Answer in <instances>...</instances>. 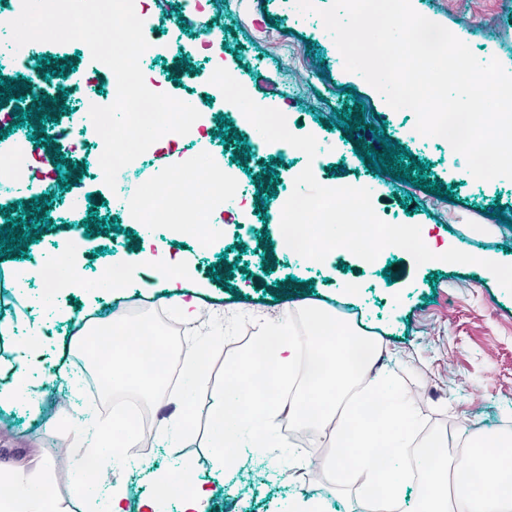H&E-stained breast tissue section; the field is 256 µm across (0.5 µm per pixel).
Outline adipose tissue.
<instances>
[{"label": "adipose tissue", "mask_w": 512, "mask_h": 512, "mask_svg": "<svg viewBox=\"0 0 512 512\" xmlns=\"http://www.w3.org/2000/svg\"><path fill=\"white\" fill-rule=\"evenodd\" d=\"M310 330L295 332L291 319L263 322L254 350L235 368L215 401L216 447H238L249 432L251 451H267L270 426L287 414L294 433L315 428L336 447L337 461L354 458V473L368 494L387 497L394 512H403L409 482L398 460L415 443V401L395 384L391 371H375L373 360L353 364L350 350L355 329L320 306L306 307ZM43 342L32 336L19 349L8 380L0 379V405L21 400L29 373L42 356ZM271 376V392L249 387L251 378ZM465 454L448 458V444ZM386 456H377V449ZM420 462L430 474L416 512H512V436L465 426L451 440L424 442ZM0 512H46L48 493L21 470L0 472ZM203 487L192 473H166L156 482L152 500L179 498L182 512H201Z\"/></svg>", "instance_id": "ef3b65f1"}]
</instances>
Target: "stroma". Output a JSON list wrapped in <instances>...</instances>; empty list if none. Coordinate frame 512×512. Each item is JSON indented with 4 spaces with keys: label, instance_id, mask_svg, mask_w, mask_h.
I'll list each match as a JSON object with an SVG mask.
<instances>
[{
    "label": "stroma",
    "instance_id": "1",
    "mask_svg": "<svg viewBox=\"0 0 512 512\" xmlns=\"http://www.w3.org/2000/svg\"><path fill=\"white\" fill-rule=\"evenodd\" d=\"M293 2L208 0L207 9L225 29L214 49L230 60L235 79L256 100L293 114V134L318 140L315 159L289 151L284 142L263 153L254 151L250 143L224 137L217 113L211 112L205 126L210 142L220 146L247 190L241 223L220 226L215 241L202 244L199 235L180 233L172 225L130 222L129 197L96 180L87 184L90 204L74 212L79 227L66 230L51 224L36 242L23 243L22 254L0 258V319L16 313L22 317L11 335H0V370L9 369L10 358L31 330H39L47 343L42 362L31 372L39 387L33 412L0 409V462L48 485L53 492L50 512H86L71 487L67 452L73 439L57 430L74 410L92 414L88 378L94 368L78 345L80 335L107 319L159 305L168 313L176 311L165 290L155 287L156 272L149 265L142 280L122 289L99 287L100 272L126 251L147 254L165 247L172 264L185 268L181 287L200 292L214 317L246 314L272 320L310 302L363 328L382 348L384 368L415 398L417 437H445L464 424L512 434V295L492 272L475 263L419 265L403 250L389 251L371 263L344 252L329 253L321 262H296L282 255L279 193L289 175L309 167L322 184H368L376 214H389L401 224L425 225L437 249L456 248L512 264V229L490 216L501 207L512 219V180L472 179L465 158L448 142L415 140V113L392 109L360 75L345 70L318 15L287 22ZM411 3L419 14L470 45L474 55L498 59L512 72V0ZM284 23L289 26L285 33L280 30ZM205 63L200 54L187 64L169 53L155 57L150 72L160 76L161 92L191 99L201 88L188 70L204 69ZM282 82L290 85L287 103L277 92ZM347 106L367 121L361 141L349 140L337 117ZM380 126L389 139L427 164L428 180L451 188L452 201L377 173L359 159L357 145L376 146L371 130ZM266 168L278 174L270 193L253 182ZM38 194L48 198L52 215L65 199L57 183L42 180L33 169L27 181L0 192V209L13 206L14 217H21L18 203H33ZM92 214L102 217V233L86 234L82 222ZM74 236L85 240L81 274L86 285L59 293L56 302L67 311V319H58L52 308L43 306L18 312L19 303L37 296L39 285L20 280L17 271L51 259ZM236 257L241 266H233ZM388 270L393 273L389 279L384 276ZM257 331V326H248L242 338L223 346L208 379L196 435L180 443L155 435L147 456L133 458L123 473L112 475V486H122L128 494L124 506L129 512L153 496L155 475L186 465L194 468L205 489L203 512H291L302 500L323 504L326 512H374L360 483L337 472L331 441L313 429L293 443L294 469H285L272 456L244 450L237 452L234 466L214 465L213 394L248 353Z\"/></svg>",
    "mask_w": 512,
    "mask_h": 512
}]
</instances>
